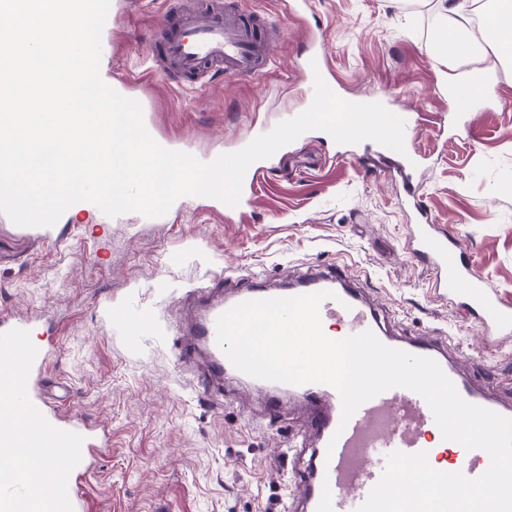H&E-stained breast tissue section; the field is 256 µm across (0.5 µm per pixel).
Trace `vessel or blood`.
Wrapping results in <instances>:
<instances>
[{"mask_svg": "<svg viewBox=\"0 0 512 512\" xmlns=\"http://www.w3.org/2000/svg\"><path fill=\"white\" fill-rule=\"evenodd\" d=\"M269 26L260 15L237 19L221 0H212L202 11L163 16L149 51L152 68L193 83L215 68L261 73L270 57L259 32ZM264 167L261 160L248 167L236 212L250 206L254 180ZM410 242L413 253L433 272L443 299L459 305L480 334L512 335V307L501 305L476 269L463 261L457 241L436 225L415 224ZM223 286V280H216L186 331L187 348L205 350L209 377L218 383L231 363L217 344V317L240 302L273 295L265 286L251 285L228 298ZM318 291L329 294L319 308L321 322L343 323L350 335L378 331L375 311L361 301L343 270L314 273L280 295L290 298ZM31 332L29 322L0 321V512H82L78 481L90 470L94 440L85 424L68 419L37 393L50 352L31 342ZM396 347L437 361L467 402L498 409L485 392L457 372L438 340L414 337L397 342ZM298 390L306 400V426L319 440L307 467L295 479L306 512H357L379 480L388 453L423 451L433 464L446 445L428 404L410 389L395 387L380 393L346 422L334 388L305 383ZM501 412L512 417L511 409ZM448 463L451 471L476 478L488 469L490 457L481 449L462 448Z\"/></svg>", "mask_w": 512, "mask_h": 512, "instance_id": "obj_1", "label": "vessel or blood"}]
</instances>
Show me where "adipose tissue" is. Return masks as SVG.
I'll list each match as a JSON object with an SVG mask.
<instances>
[{
  "label": "adipose tissue",
  "instance_id": "1",
  "mask_svg": "<svg viewBox=\"0 0 512 512\" xmlns=\"http://www.w3.org/2000/svg\"><path fill=\"white\" fill-rule=\"evenodd\" d=\"M441 24L430 48L434 59L447 63L460 55H494L496 60L512 59V8L488 15L477 40L469 39L472 5L476 0H437Z\"/></svg>",
  "mask_w": 512,
  "mask_h": 512
}]
</instances>
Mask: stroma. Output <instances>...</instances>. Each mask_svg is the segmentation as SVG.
Masks as SVG:
<instances>
[{"mask_svg":"<svg viewBox=\"0 0 512 512\" xmlns=\"http://www.w3.org/2000/svg\"><path fill=\"white\" fill-rule=\"evenodd\" d=\"M100 75L135 93L168 149L208 162L307 109L301 66L320 46L341 96L399 90L418 115L422 201L433 224L458 239L499 301L512 306V65L486 58L493 85L468 125L448 115L446 82L462 58L429 52L435 0H230L280 30L262 76L215 74L207 85L150 74L161 16L177 0H112ZM370 143L339 144L311 130L270 158L244 213L183 196L162 216L116 217L78 202L50 227L0 214V315L35 318L51 342L42 388L64 415L104 431L107 446L83 482V512H292L294 475L308 455L298 397L225 375L207 394L203 354H184L179 329L188 291L213 274H259L277 288L309 270L345 267L388 335L448 341L460 372L512 406V338L487 340L441 301L409 245L412 211L398 183L369 162Z\"/></svg>","mask_w":512,"mask_h":512,"instance_id":"35a3bbf8","label":"stroma"}]
</instances>
